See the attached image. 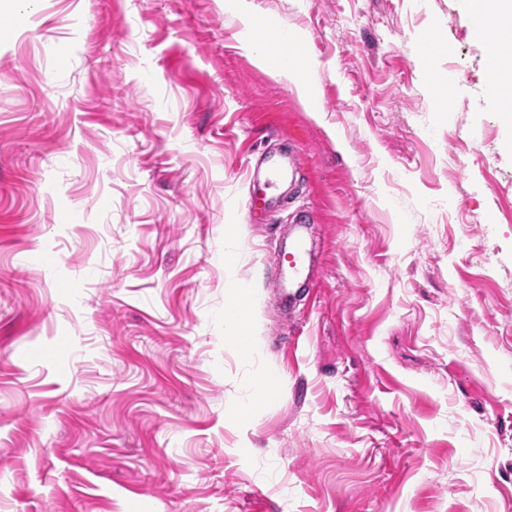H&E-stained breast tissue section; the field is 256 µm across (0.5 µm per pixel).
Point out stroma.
<instances>
[{
    "instance_id": "stroma-1",
    "label": "stroma",
    "mask_w": 512,
    "mask_h": 512,
    "mask_svg": "<svg viewBox=\"0 0 512 512\" xmlns=\"http://www.w3.org/2000/svg\"><path fill=\"white\" fill-rule=\"evenodd\" d=\"M0 8V512H512V128L460 0ZM302 164L298 155H269L266 158V186L271 188ZM308 220H298L294 226L292 247L288 251L280 253L281 277L280 286L288 280V286L292 284H305L311 280L312 260L305 244L308 234Z\"/></svg>"
}]
</instances>
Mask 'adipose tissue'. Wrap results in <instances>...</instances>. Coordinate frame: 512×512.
<instances>
[{
  "label": "adipose tissue",
  "instance_id": "1",
  "mask_svg": "<svg viewBox=\"0 0 512 512\" xmlns=\"http://www.w3.org/2000/svg\"><path fill=\"white\" fill-rule=\"evenodd\" d=\"M472 35L487 43L491 85L497 93L501 120L512 124V70L497 53L498 39L512 36V0H465Z\"/></svg>",
  "mask_w": 512,
  "mask_h": 512
}]
</instances>
